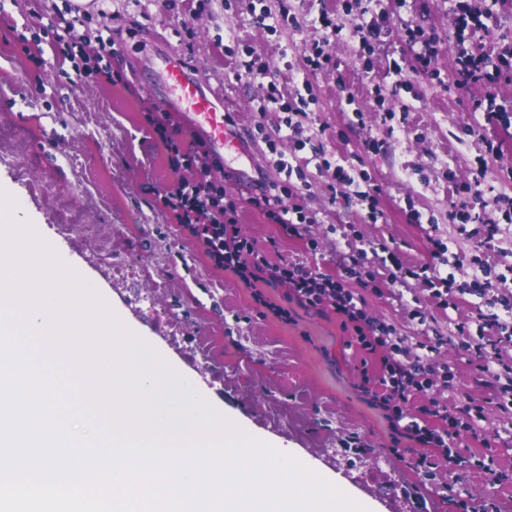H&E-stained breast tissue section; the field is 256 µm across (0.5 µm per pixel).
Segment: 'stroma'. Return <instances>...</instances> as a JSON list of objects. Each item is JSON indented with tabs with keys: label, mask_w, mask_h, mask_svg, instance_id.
Listing matches in <instances>:
<instances>
[{
	"label": "stroma",
	"mask_w": 512,
	"mask_h": 512,
	"mask_svg": "<svg viewBox=\"0 0 512 512\" xmlns=\"http://www.w3.org/2000/svg\"><path fill=\"white\" fill-rule=\"evenodd\" d=\"M463 0H265L275 18L268 26L248 0H111L116 54L113 69L124 84L79 82L72 63L57 55L40 25V15L66 12L74 0H0V129L13 139L0 142V189L39 225L43 240L93 288L105 293L129 328L146 337L180 376L225 416L272 445L335 477L369 512H393L400 500L425 502L429 512H457L440 489L447 467L430 475L393 452L392 430L360 389L361 355L348 347L336 317L300 308L292 319L257 318L251 293L228 271L213 267L198 244L180 232L156 202L172 178L166 147L142 121V106L161 107V63L145 67L146 56L167 42L194 65L195 74L222 88L224 109L236 116L246 154L224 157L228 174L265 163V134L276 133L282 112H258L268 83L291 96L302 81L311 85L301 133L305 148L281 140L278 151L297 154L313 179L305 206L319 242L310 254L301 239L282 235L278 225L236 191L243 231L260 244L276 242L279 254L334 269L337 251L383 243L408 262H431L434 240L447 243L465 282L474 259L492 257L512 289V223L504 222L499 200L512 199V134L489 123L474 102L488 97L512 104V79L457 89L456 19ZM490 10L488 28L472 34L475 52L497 54L512 46V0H464ZM340 26L328 38L322 14ZM388 26L385 42L366 50L354 35L363 17ZM188 30L175 34L178 23ZM436 39V77L408 73L398 80L394 60L411 56L405 28ZM327 45L328 68L309 71L305 59ZM269 64L266 77L239 76L246 59ZM501 142L491 173L481 171L487 140ZM327 164L317 167L316 150ZM367 173L381 188L377 217L355 195L330 197L326 186L338 169ZM479 182L480 194L462 192ZM420 223L409 220L411 211ZM466 210L498 224L493 239L483 223L459 230L452 216ZM371 314L393 323L409 341L422 330L448 337L440 350L455 377L454 394L477 400L490 390L474 381L466 357L450 336L454 324L473 312L476 297L449 295L447 309L427 302L417 281L377 294L365 290ZM422 306L426 325L408 317ZM465 459L456 493L474 502H496L512 512V450L500 457L502 475L490 482L479 465L482 440L464 442ZM354 447L373 459L347 470L327 455Z\"/></svg>",
	"instance_id": "1"
}]
</instances>
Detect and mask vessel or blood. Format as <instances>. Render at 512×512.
<instances>
[{
	"label": "vessel or blood",
	"mask_w": 512,
	"mask_h": 512,
	"mask_svg": "<svg viewBox=\"0 0 512 512\" xmlns=\"http://www.w3.org/2000/svg\"><path fill=\"white\" fill-rule=\"evenodd\" d=\"M168 95L164 111H178L193 123L207 142L209 157L223 160L226 150L243 151V143L224 123V101L210 86L197 80L178 54L163 53Z\"/></svg>",
	"instance_id": "1"
}]
</instances>
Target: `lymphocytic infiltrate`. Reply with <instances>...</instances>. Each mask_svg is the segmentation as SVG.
Here are the masks:
<instances>
[{"mask_svg": "<svg viewBox=\"0 0 512 512\" xmlns=\"http://www.w3.org/2000/svg\"><path fill=\"white\" fill-rule=\"evenodd\" d=\"M83 19L80 13L68 18L52 16L43 32L53 47L71 57L84 46L85 36L80 32ZM483 26L480 14L471 12L460 18L461 35L453 46L457 86L490 84L512 75L511 48L493 57L466 47V33ZM143 118L167 146L169 166L175 174L160 195L162 206L215 268L233 272L250 288L257 316L272 315L285 322L294 305L336 316L348 345L369 360L361 369V389L369 403L388 421L396 440L422 448L415 461L417 468L425 472L460 458V443L465 437H477L485 407L466 396L451 406L437 396V389L448 387L450 382L447 365L437 360L440 342L426 340L409 346L393 324L369 314L363 291L379 290L380 283L377 271L367 262L366 251L342 255L336 274L300 260L271 261L267 250L242 232L236 203H224V168L208 161L204 142L180 139L168 113L147 107ZM273 164L280 180L253 196L251 204L285 235L305 240L307 250L316 251L317 241L306 235L305 194L311 184H292L294 168L284 158L274 159ZM447 252V244L436 242L432 263L407 267L397 261L388 277L394 283L409 276L421 280L431 299L442 308L448 305V294L460 289L483 299L484 308L478 311L475 322L455 323L453 337L465 351L470 350L474 338L488 339L491 351L475 358L474 370L490 388L491 402L502 413L511 414L512 358H503L498 347L503 342L512 343V291L496 288V272L480 260L475 261L465 287H458L454 274L448 271ZM278 286L285 292L275 301L266 291Z\"/></svg>", "mask_w": 512, "mask_h": 512, "instance_id": "1", "label": "lymphocytic infiltrate"}]
</instances>
